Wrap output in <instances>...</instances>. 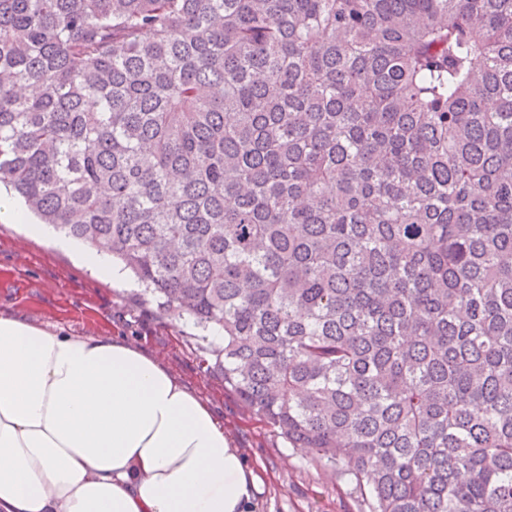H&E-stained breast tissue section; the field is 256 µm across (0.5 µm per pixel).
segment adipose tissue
Masks as SVG:
<instances>
[{"label": "adipose tissue", "instance_id": "ef3b65f1", "mask_svg": "<svg viewBox=\"0 0 512 512\" xmlns=\"http://www.w3.org/2000/svg\"><path fill=\"white\" fill-rule=\"evenodd\" d=\"M257 480L141 349L0 315V512H247Z\"/></svg>", "mask_w": 512, "mask_h": 512}]
</instances>
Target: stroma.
Here are the masks:
<instances>
[{
    "mask_svg": "<svg viewBox=\"0 0 512 512\" xmlns=\"http://www.w3.org/2000/svg\"><path fill=\"white\" fill-rule=\"evenodd\" d=\"M133 277L99 278L52 237H30L24 225L0 221V315L72 336L123 339L154 356L210 405L234 447L262 482L249 512H356L355 493L339 469L306 448L288 447L276 429L252 415L208 369L191 324L139 298Z\"/></svg>",
    "mask_w": 512,
    "mask_h": 512,
    "instance_id": "obj_1",
    "label": "stroma"
}]
</instances>
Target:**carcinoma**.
I'll return each mask as SVG.
<instances>
[{
  "instance_id": "obj_1",
  "label": "carcinoma",
  "mask_w": 512,
  "mask_h": 512,
  "mask_svg": "<svg viewBox=\"0 0 512 512\" xmlns=\"http://www.w3.org/2000/svg\"><path fill=\"white\" fill-rule=\"evenodd\" d=\"M0 183L359 512H512V0H0Z\"/></svg>"
}]
</instances>
